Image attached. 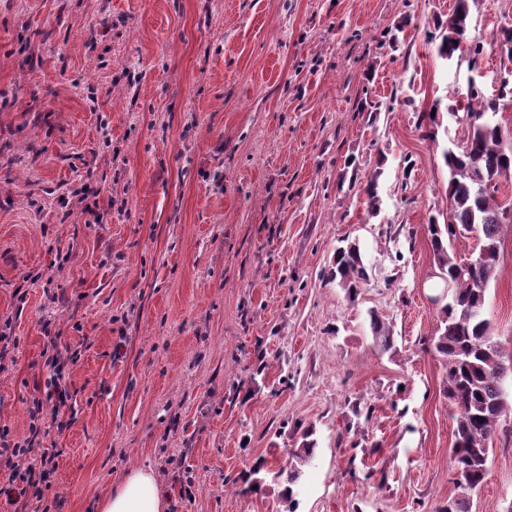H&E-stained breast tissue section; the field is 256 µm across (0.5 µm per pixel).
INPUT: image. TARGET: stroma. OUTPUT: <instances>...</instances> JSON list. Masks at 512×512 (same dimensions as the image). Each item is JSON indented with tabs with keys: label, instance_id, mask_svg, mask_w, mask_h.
<instances>
[{
	"label": "stroma",
	"instance_id": "stroma-1",
	"mask_svg": "<svg viewBox=\"0 0 512 512\" xmlns=\"http://www.w3.org/2000/svg\"><path fill=\"white\" fill-rule=\"evenodd\" d=\"M454 3L0 0V319L16 340L0 429L28 436L48 338L82 351L45 424L51 489L0 495V512H99L144 466L167 512H288L274 473L308 427L297 512H512V416L464 494L442 359L423 347L440 154L467 122L453 106L469 83L493 92L491 42L512 26V0H473L467 41L486 53L441 59L430 35ZM344 238L368 271L352 300L326 279ZM485 316L512 354V228Z\"/></svg>",
	"mask_w": 512,
	"mask_h": 512
}]
</instances>
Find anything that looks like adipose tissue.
I'll list each match as a JSON object with an SVG mask.
<instances>
[{"instance_id": "ef3b65f1", "label": "adipose tissue", "mask_w": 512, "mask_h": 512, "mask_svg": "<svg viewBox=\"0 0 512 512\" xmlns=\"http://www.w3.org/2000/svg\"><path fill=\"white\" fill-rule=\"evenodd\" d=\"M164 508L157 478L149 468L131 470L99 504L100 512H163Z\"/></svg>"}]
</instances>
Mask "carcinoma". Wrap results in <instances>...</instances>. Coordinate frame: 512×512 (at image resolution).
<instances>
[{"mask_svg": "<svg viewBox=\"0 0 512 512\" xmlns=\"http://www.w3.org/2000/svg\"><path fill=\"white\" fill-rule=\"evenodd\" d=\"M469 20L470 0H455L448 23L439 25V57L450 60L460 50ZM508 94L512 95V88L488 97L477 87L467 97L464 111L470 123L464 140L469 150L442 151L450 174V222L428 224L437 278L448 290V302L441 308L439 335L431 339V347L443 357L448 399L456 410L453 462L455 469L469 473V482L462 486L467 491L484 484L489 443L501 421L512 414V403L502 395V349L494 339L489 320L474 314L486 304V289L477 287L475 279L489 282L496 277L505 226L504 207L495 201V195L500 180L512 174V146L504 143L495 116L500 101ZM472 232L477 234L480 244V263L474 270H463L456 263L450 243L454 237ZM367 277L363 256L355 243L349 242L336 250L328 271L330 280L354 296ZM371 330L376 347L385 351L393 346L385 323L376 315L371 316Z\"/></svg>", "mask_w": 512, "mask_h": 512, "instance_id": "1", "label": "carcinoma"}]
</instances>
